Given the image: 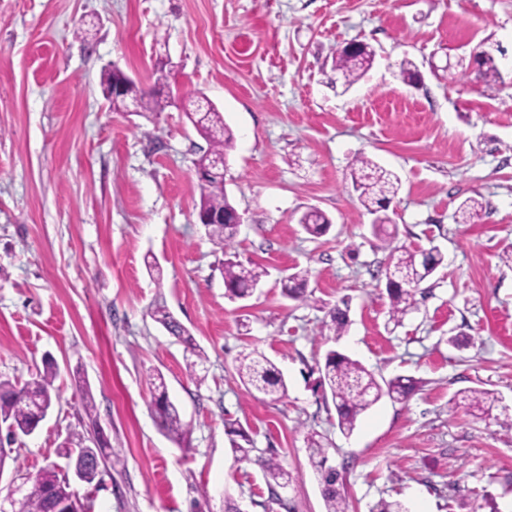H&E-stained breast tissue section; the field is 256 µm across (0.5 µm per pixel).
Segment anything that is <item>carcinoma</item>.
I'll return each instance as SVG.
<instances>
[{
  "mask_svg": "<svg viewBox=\"0 0 512 512\" xmlns=\"http://www.w3.org/2000/svg\"><path fill=\"white\" fill-rule=\"evenodd\" d=\"M376 55L375 49L364 42L345 46L333 59V66L343 80V86L350 88L362 79L371 69ZM477 75L487 84L502 82V76L496 57L492 52L482 50L475 55ZM115 74L106 69L101 78L103 96L113 111H122L126 101L136 99L142 111L155 114L164 111L174 101L167 96H160L154 91H146L136 83L126 84L123 95L112 94ZM194 109H185V115L197 131L209 143L208 150L196 161V167L205 168L216 156H226L233 147L234 136L224 123L220 112L215 108L201 110L200 103H193ZM354 191L358 200L370 213L376 215L373 233L379 245L377 248L388 252L385 268L386 288L390 298V318L400 322L403 315L415 302V291L419 284L433 275L442 266L444 257L435 247L427 250H409L403 245L395 244V230L389 229L391 219L386 214V203L394 198L400 189L399 178L391 171L379 166L366 157L357 159V167L351 173ZM199 210L214 214L217 220L207 225V232L212 243L222 250L231 247L237 225L230 223V217L237 209L229 200L224 189V176L200 180ZM483 203L475 198L463 201L456 211V222L472 224L480 217ZM299 223L305 232L319 237L327 232L331 220L322 211L312 208L305 212ZM266 269L254 264H244L230 257L224 260V285L232 300L252 296V287L259 284ZM309 282V272L299 270L281 281L282 294L288 298L304 296ZM151 317L171 335L187 345L195 360L186 363L189 375L201 380L197 367L206 357L194 343L188 329L177 321L166 306L157 304L150 310ZM330 321L324 324L329 334L341 336L349 323L348 309L335 307L329 312ZM238 375L249 390L265 397L277 399L287 395V385L280 370L261 352L256 350L239 359ZM320 373L318 385L330 391L336 406L338 426L346 434L352 433L358 417L377 403L383 396L396 400L408 398L415 390L416 381L409 376H396L383 382L378 381L359 361L330 350L326 353L324 364L318 367ZM58 375L56 363L48 359L43 370L32 379L20 384L9 379L0 380V422L6 425L12 435L28 436L35 432L47 411L52 407L57 394L54 381ZM152 386L151 411L167 436L176 443L184 441L191 432L177 407L169 400L166 384L162 374L150 376ZM82 407L85 415L92 419L97 414L91 388L86 380H80ZM461 400L482 413L488 415L498 398L486 389H470L461 392ZM241 438L246 445L231 440L234 452L240 459L247 460L254 451L253 441L241 429L231 431ZM309 460L317 473L322 487L325 512H346V499L337 488L340 473L327 465L326 449L314 437L308 438ZM260 463L270 499L279 502L286 512H297L296 506L282 499L278 489L288 486L289 476L278 457L271 454L260 458ZM37 478L43 486L67 491L66 477L55 468L47 467L39 471Z\"/></svg>",
  "mask_w": 512,
  "mask_h": 512,
  "instance_id": "carcinoma-1",
  "label": "carcinoma"
}]
</instances>
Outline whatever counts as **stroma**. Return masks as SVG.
Masks as SVG:
<instances>
[{
    "instance_id": "obj_1",
    "label": "stroma",
    "mask_w": 512,
    "mask_h": 512,
    "mask_svg": "<svg viewBox=\"0 0 512 512\" xmlns=\"http://www.w3.org/2000/svg\"><path fill=\"white\" fill-rule=\"evenodd\" d=\"M352 42L377 56L346 90L332 55ZM479 50L502 51V84L461 68ZM407 59L422 75L414 87L400 76ZM112 64L148 90L169 73L181 98H206L232 129L234 250L268 270L248 300L228 298L225 256L198 218L195 162L207 142L178 106L149 118L112 111L100 88ZM360 156L401 180L387 210L398 244L444 256L398 323L387 254L352 189ZM469 197L481 216L456 223ZM311 207L332 220L324 236L298 222ZM510 251L512 0H0V377L29 380L47 358L59 369L52 408L12 446L15 475L69 471L59 445L99 428L126 463L77 483L92 512H283L262 506L258 458L270 449L291 476L282 497L324 512L313 434L343 474L347 512L383 500L406 512H512ZM299 269L305 301L281 292ZM343 299L346 332L322 335ZM158 302L205 352L204 381L151 318ZM255 349L282 372L285 398L255 399L240 382L238 359ZM331 349L420 388L381 398L343 433L316 386ZM156 370L192 426L183 444L151 414ZM474 388L503 411L488 419L455 403ZM233 424L257 457L237 459Z\"/></svg>"
}]
</instances>
